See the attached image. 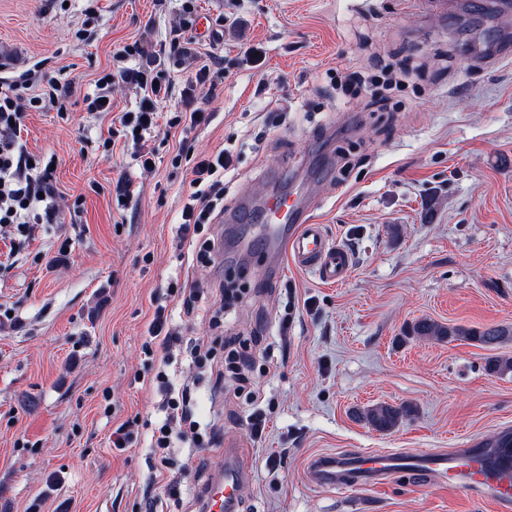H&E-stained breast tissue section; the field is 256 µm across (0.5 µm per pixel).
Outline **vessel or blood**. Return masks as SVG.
I'll return each instance as SVG.
<instances>
[{
  "label": "vessel or blood",
  "mask_w": 512,
  "mask_h": 512,
  "mask_svg": "<svg viewBox=\"0 0 512 512\" xmlns=\"http://www.w3.org/2000/svg\"><path fill=\"white\" fill-rule=\"evenodd\" d=\"M256 242L294 268L309 271L323 283L345 282L353 267L351 252L332 239L303 204L299 192L267 200L260 215ZM238 444L224 441V471L202 489V512H235L247 472L237 463ZM309 473L314 482L343 490L389 482L410 473L437 484L512 505V447L491 448L471 442L460 448L428 453L366 450L350 456L325 454L313 458Z\"/></svg>",
  "instance_id": "b4317fda"
}]
</instances>
